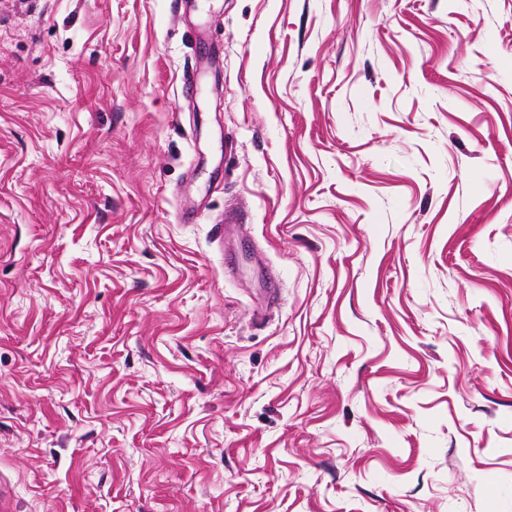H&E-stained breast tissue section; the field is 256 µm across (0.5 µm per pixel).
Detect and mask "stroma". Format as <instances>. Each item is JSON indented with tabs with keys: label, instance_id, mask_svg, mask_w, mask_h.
<instances>
[{
	"label": "stroma",
	"instance_id": "35a3bbf8",
	"mask_svg": "<svg viewBox=\"0 0 512 512\" xmlns=\"http://www.w3.org/2000/svg\"><path fill=\"white\" fill-rule=\"evenodd\" d=\"M193 2L0 0V512H512V0Z\"/></svg>",
	"mask_w": 512,
	"mask_h": 512
}]
</instances>
